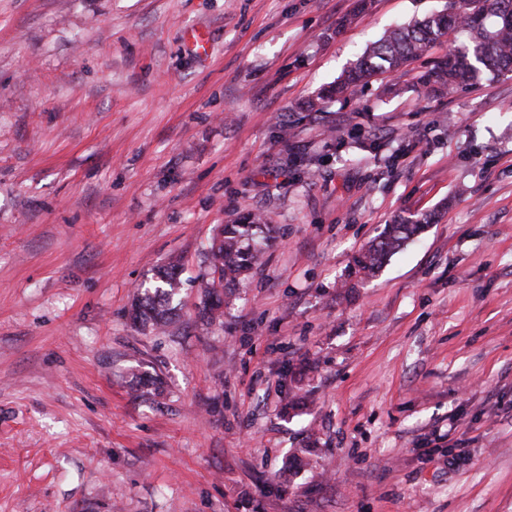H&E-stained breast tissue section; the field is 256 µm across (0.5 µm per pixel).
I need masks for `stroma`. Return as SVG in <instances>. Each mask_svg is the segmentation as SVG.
Here are the masks:
<instances>
[{
	"label": "stroma",
	"instance_id": "obj_1",
	"mask_svg": "<svg viewBox=\"0 0 512 512\" xmlns=\"http://www.w3.org/2000/svg\"><path fill=\"white\" fill-rule=\"evenodd\" d=\"M444 3L0 0V512H512V74L422 86L452 32L303 109ZM250 213L271 237L200 318ZM430 218L416 221H401L397 224L386 225L378 240H374L355 261L358 273L366 276L374 275L382 266L385 259L409 240L418 234ZM158 285L152 294L137 298L132 306V319L142 327L151 325L158 329L166 326L174 315L172 302L181 289V267L178 262H169L155 271Z\"/></svg>",
	"mask_w": 512,
	"mask_h": 512
}]
</instances>
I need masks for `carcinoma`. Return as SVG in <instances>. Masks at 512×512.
Wrapping results in <instances>:
<instances>
[{
    "label": "carcinoma",
    "instance_id": "obj_1",
    "mask_svg": "<svg viewBox=\"0 0 512 512\" xmlns=\"http://www.w3.org/2000/svg\"><path fill=\"white\" fill-rule=\"evenodd\" d=\"M450 32L464 40L448 60L424 74L427 84H439L450 90L471 86L481 80L512 73V0H447L446 7L429 16L391 31L370 43L357 61L328 90L318 94L324 100L342 96L350 87L364 86L372 79L399 71L409 60L425 53L437 39ZM429 218L401 221L386 225L379 239L373 241L355 261L357 272L375 274L385 259L418 234ZM262 217L254 216L249 224H226L221 238L211 246L212 271L203 287V302L224 294L248 270L258 252L253 230ZM157 286L153 293L136 299L132 306L133 322L155 329L166 326L174 315L172 302L181 289V267L177 262L160 266L155 271ZM163 381L149 376L139 382L142 396L161 394ZM307 465L298 455L278 473L276 487L286 488L294 476Z\"/></svg>",
    "mask_w": 512,
    "mask_h": 512
}]
</instances>
